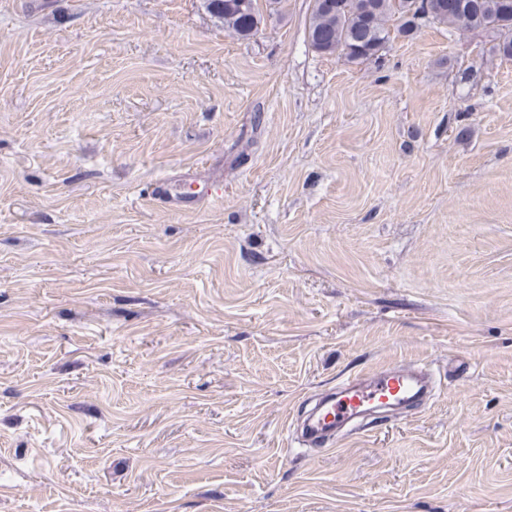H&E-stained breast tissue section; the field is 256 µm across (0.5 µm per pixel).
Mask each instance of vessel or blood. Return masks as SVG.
<instances>
[{
    "label": "vessel or blood",
    "mask_w": 512,
    "mask_h": 512,
    "mask_svg": "<svg viewBox=\"0 0 512 512\" xmlns=\"http://www.w3.org/2000/svg\"><path fill=\"white\" fill-rule=\"evenodd\" d=\"M154 194L176 211L199 202L198 197L174 191L162 183L155 187ZM430 386L431 373L426 367L416 371L377 370L367 377H349L316 405L305 424L304 437L310 446L317 447L342 435L357 434L361 419L385 410L388 401H395L401 407L419 405Z\"/></svg>",
    "instance_id": "obj_1"
}]
</instances>
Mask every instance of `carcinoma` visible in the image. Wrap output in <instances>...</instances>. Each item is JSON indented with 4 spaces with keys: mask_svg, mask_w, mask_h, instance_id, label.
Here are the masks:
<instances>
[{
    "mask_svg": "<svg viewBox=\"0 0 512 512\" xmlns=\"http://www.w3.org/2000/svg\"><path fill=\"white\" fill-rule=\"evenodd\" d=\"M207 8L242 39L258 31V0H207ZM427 24L490 31L496 35L494 52L512 60V0H316L308 38L320 54L365 62L380 58L392 36H408Z\"/></svg>",
    "mask_w": 512,
    "mask_h": 512,
    "instance_id": "carcinoma-1",
    "label": "carcinoma"
}]
</instances>
